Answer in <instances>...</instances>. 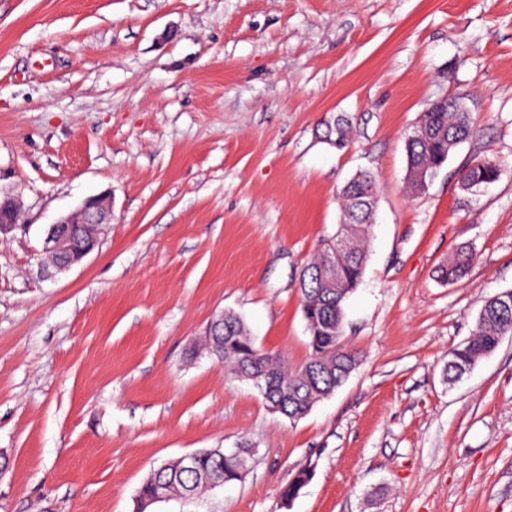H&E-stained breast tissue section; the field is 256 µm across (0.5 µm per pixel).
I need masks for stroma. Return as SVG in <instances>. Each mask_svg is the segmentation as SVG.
<instances>
[{
	"label": "stroma",
	"mask_w": 512,
	"mask_h": 512,
	"mask_svg": "<svg viewBox=\"0 0 512 512\" xmlns=\"http://www.w3.org/2000/svg\"><path fill=\"white\" fill-rule=\"evenodd\" d=\"M441 96L472 133L406 193V137ZM481 160L499 180L463 189ZM363 169L378 204L343 330L361 362L291 421L205 327L234 311L302 364L298 274ZM100 193L99 248L42 276L49 226ZM0 198L21 213L0 241V512H132L154 468L243 442L241 481L163 512H512V336L443 376L512 290V0H0ZM461 247L467 274L441 282ZM350 135V125L345 116H337L333 124H326L322 139L334 147H339V144H347ZM332 142H336V145Z\"/></svg>",
	"instance_id": "stroma-1"
}]
</instances>
